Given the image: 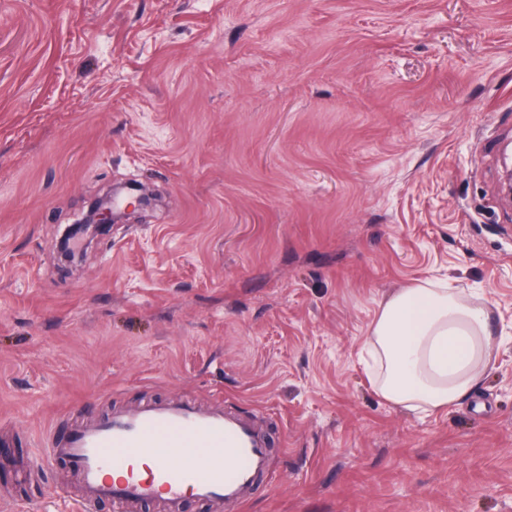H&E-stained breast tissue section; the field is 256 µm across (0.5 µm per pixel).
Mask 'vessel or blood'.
I'll return each mask as SVG.
<instances>
[{
    "mask_svg": "<svg viewBox=\"0 0 512 512\" xmlns=\"http://www.w3.org/2000/svg\"><path fill=\"white\" fill-rule=\"evenodd\" d=\"M269 432L233 406L159 399L115 410L108 419L73 422L49 435L45 452L65 458L81 512L107 500L114 512H184L187 498L212 512H237L269 466Z\"/></svg>",
    "mask_w": 512,
    "mask_h": 512,
    "instance_id": "vessel-or-blood-1",
    "label": "vessel or blood"
}]
</instances>
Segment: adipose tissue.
Returning a JSON list of instances; mask_svg holds the SVG:
<instances>
[{
	"mask_svg": "<svg viewBox=\"0 0 512 512\" xmlns=\"http://www.w3.org/2000/svg\"><path fill=\"white\" fill-rule=\"evenodd\" d=\"M364 347L380 396L418 415L471 396L495 359L487 308L465 289L429 280L381 302Z\"/></svg>",
	"mask_w": 512,
	"mask_h": 512,
	"instance_id": "adipose-tissue-1",
	"label": "adipose tissue"
}]
</instances>
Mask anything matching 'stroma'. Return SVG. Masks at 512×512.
Instances as JSON below:
<instances>
[{
	"instance_id": "1",
	"label": "stroma",
	"mask_w": 512,
	"mask_h": 512,
	"mask_svg": "<svg viewBox=\"0 0 512 512\" xmlns=\"http://www.w3.org/2000/svg\"><path fill=\"white\" fill-rule=\"evenodd\" d=\"M512 0H0V512H76L51 431L158 398L269 425L242 512H512ZM162 196L67 273L55 240ZM475 289L461 405L376 392L379 304ZM158 196L141 183L125 184L117 189H109L101 196L91 198L73 225H66V232L57 247L65 254L73 253L72 240L94 239L102 231L120 220L145 219L154 209Z\"/></svg>"
}]
</instances>
